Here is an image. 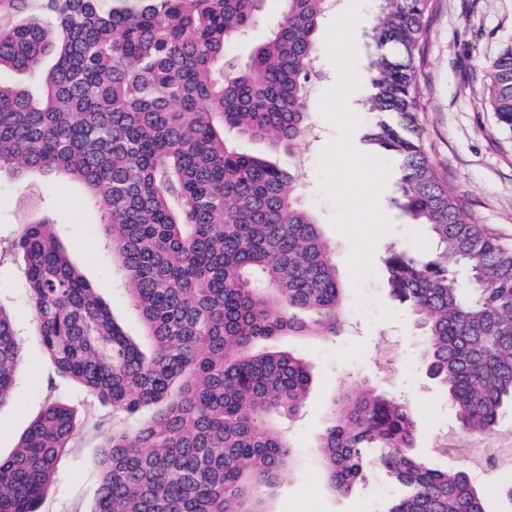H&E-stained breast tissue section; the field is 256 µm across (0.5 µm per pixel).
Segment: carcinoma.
I'll list each match as a JSON object with an SVG mask.
<instances>
[{"mask_svg":"<svg viewBox=\"0 0 512 512\" xmlns=\"http://www.w3.org/2000/svg\"><path fill=\"white\" fill-rule=\"evenodd\" d=\"M0 69L44 73V90L0 82V174L60 173L84 184L112 229V254L147 344L128 335L39 217L10 249L22 256L34 336L80 393L134 418L102 432L94 512H265L298 449L282 423L304 408L308 363L280 347L322 340L344 322L334 248L301 203L298 176L228 134L291 150L308 134V70L333 0H285L282 20L245 65L224 50L262 19L265 0H8ZM363 77L372 140L402 160L394 203L437 251L386 259L392 296L424 338L458 432L498 431L512 407V248L474 223L440 180L418 122L416 54L429 0H378ZM487 100L512 131V41L487 66ZM0 302V405L21 359ZM410 406L351 386L331 400L314 448L326 487L348 495L375 476L387 512H488L463 469L414 452ZM77 435L75 409L49 402L0 458V512H39Z\"/></svg>","mask_w":512,"mask_h":512,"instance_id":"1","label":"carcinoma"}]
</instances>
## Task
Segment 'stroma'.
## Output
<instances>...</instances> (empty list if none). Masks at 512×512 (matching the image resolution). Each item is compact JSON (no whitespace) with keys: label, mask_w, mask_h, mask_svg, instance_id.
<instances>
[{"label":"stroma","mask_w":512,"mask_h":512,"mask_svg":"<svg viewBox=\"0 0 512 512\" xmlns=\"http://www.w3.org/2000/svg\"><path fill=\"white\" fill-rule=\"evenodd\" d=\"M376 10V0H341L323 20L307 100L312 134L292 151L272 153L279 166L298 174L301 202L334 245L346 290V326L336 336L283 341L311 364L313 384L301 417L290 427L302 461L275 490L272 512H385L388 495L372 488L356 495L330 494L314 456L328 403L354 382L361 390L380 388L413 405L417 450L434 467L468 466L438 445L440 436L456 432L455 414L443 387L427 372L422 338L407 309L392 298L387 284L383 260L389 247L421 257L436 245L394 206L401 163L368 137L374 117L363 107L360 75L373 47L367 27L351 28L349 20L358 13L373 18ZM510 41L512 0H430L428 32L418 56V118L439 177L476 223L512 247V133L500 129L485 94L486 65ZM365 158L373 162L372 171H363ZM28 194L38 197L41 214L55 224L67 251L125 331L139 334L138 312L105 247V219L91 207L81 183L63 175L0 176V242L10 243L32 219L19 204ZM23 284L22 263L11 255L1 258L0 302L19 324L22 359L13 398L0 406V456L15 451L48 401L74 405L80 431L58 463L40 512H94L100 488L95 425L111 420L112 409L78 396L63 378L48 391L53 369L31 334L33 314Z\"/></svg>","instance_id":"stroma-1"}]
</instances>
